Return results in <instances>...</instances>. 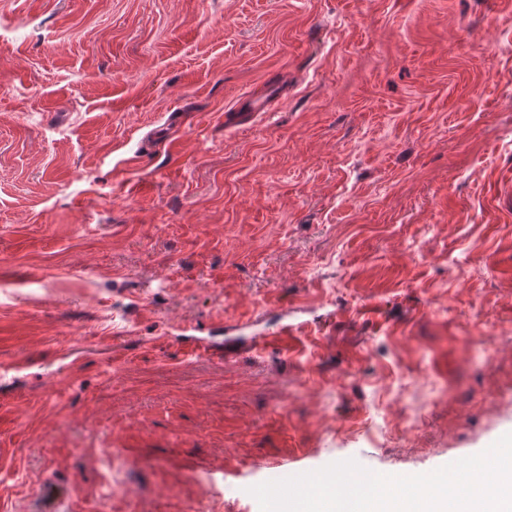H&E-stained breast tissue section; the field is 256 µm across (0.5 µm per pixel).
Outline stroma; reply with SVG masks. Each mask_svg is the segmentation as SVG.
Returning <instances> with one entry per match:
<instances>
[{
	"instance_id": "obj_1",
	"label": "stroma",
	"mask_w": 512,
	"mask_h": 512,
	"mask_svg": "<svg viewBox=\"0 0 512 512\" xmlns=\"http://www.w3.org/2000/svg\"><path fill=\"white\" fill-rule=\"evenodd\" d=\"M0 284V512H260L483 452L512 0H0Z\"/></svg>"
}]
</instances>
